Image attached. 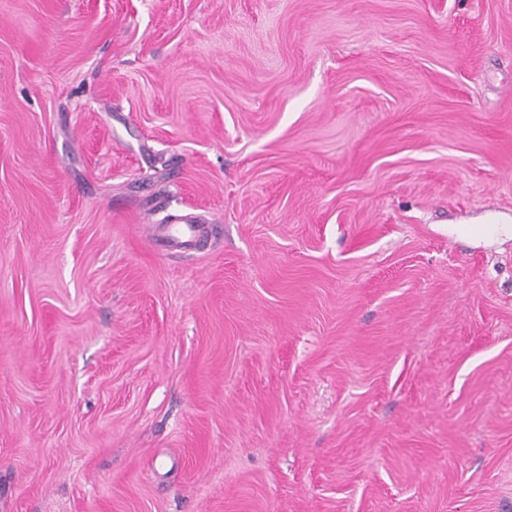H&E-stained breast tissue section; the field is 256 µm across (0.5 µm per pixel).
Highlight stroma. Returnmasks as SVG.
Masks as SVG:
<instances>
[{
  "label": "stroma",
  "instance_id": "stroma-1",
  "mask_svg": "<svg viewBox=\"0 0 512 512\" xmlns=\"http://www.w3.org/2000/svg\"><path fill=\"white\" fill-rule=\"evenodd\" d=\"M510 220L512 0H0V512H512ZM202 230L196 224H171L164 232L162 241L176 251L189 252L197 248Z\"/></svg>",
  "mask_w": 512,
  "mask_h": 512
}]
</instances>
